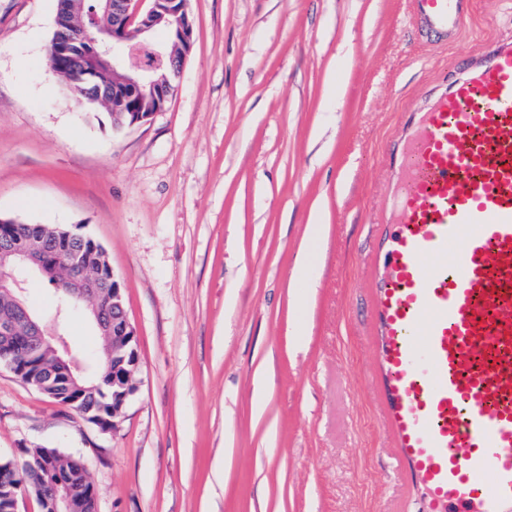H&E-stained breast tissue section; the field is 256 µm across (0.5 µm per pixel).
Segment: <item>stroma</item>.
<instances>
[{"instance_id":"1","label":"stroma","mask_w":512,"mask_h":512,"mask_svg":"<svg viewBox=\"0 0 512 512\" xmlns=\"http://www.w3.org/2000/svg\"><path fill=\"white\" fill-rule=\"evenodd\" d=\"M56 6L0 0V217L104 247L137 390L104 431L0 367V460L80 459L97 512H419L373 376L376 250L409 113L512 37V0H472L448 38L409 0H189L176 91L118 130L51 69ZM22 289L99 345L46 280Z\"/></svg>"}]
</instances>
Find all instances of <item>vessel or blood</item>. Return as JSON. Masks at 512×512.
<instances>
[{"label": "vessel or blood", "mask_w": 512, "mask_h": 512, "mask_svg": "<svg viewBox=\"0 0 512 512\" xmlns=\"http://www.w3.org/2000/svg\"><path fill=\"white\" fill-rule=\"evenodd\" d=\"M467 0H410L448 35ZM413 119L380 251L375 379L437 512H512V39Z\"/></svg>", "instance_id": "vessel-or-blood-1"}]
</instances>
